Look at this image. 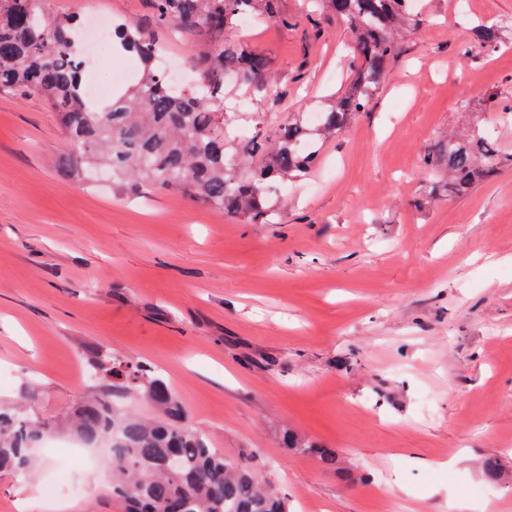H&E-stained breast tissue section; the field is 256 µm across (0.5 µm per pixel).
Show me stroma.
I'll return each mask as SVG.
<instances>
[{
	"label": "stroma",
	"mask_w": 512,
	"mask_h": 512,
	"mask_svg": "<svg viewBox=\"0 0 512 512\" xmlns=\"http://www.w3.org/2000/svg\"><path fill=\"white\" fill-rule=\"evenodd\" d=\"M419 2L369 111L282 188L272 224L108 175L77 181L56 113L0 95V403L46 427L30 478L0 472V512H125L103 461L67 455L68 413L108 390L89 375L100 350L155 367L290 512H512V168L414 206L443 133L476 126L512 150L488 101L512 99V44L478 66L459 51L477 25L512 22V0ZM277 10L237 29L269 60L263 91L224 103L240 143L320 110L343 79L346 24L306 0ZM157 35L182 87L200 85L189 57L209 32ZM290 433L335 465L295 454Z\"/></svg>",
	"instance_id": "35a3bbf8"
}]
</instances>
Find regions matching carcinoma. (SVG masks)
Masks as SVG:
<instances>
[{
	"mask_svg": "<svg viewBox=\"0 0 512 512\" xmlns=\"http://www.w3.org/2000/svg\"><path fill=\"white\" fill-rule=\"evenodd\" d=\"M157 27L205 26L219 36L259 10L273 17L275 0H152ZM354 36L353 56L341 87L310 122L295 112L271 136L257 134L241 146L224 133L228 76L259 83L266 58L244 41H218L197 53L204 67L202 92L174 90L156 67L163 47L125 23L116 25V54L132 52L143 64L140 80L109 102H95L84 90L79 19L49 12L45 0H0V94L40 96L54 112L70 146L88 167L103 166L116 176L177 190L247 224H269L278 205L275 186L307 176L320 162V145L336 137L367 110L376 85L408 36L413 0H323ZM507 32L489 26L478 35L483 49L499 47ZM512 167L479 131L446 134L422 157L429 177L418 202L428 207L441 197L456 198ZM97 369L112 378V390L142 393L163 413L146 422L114 407L104 395L74 410V433L88 445L108 440L113 453L112 494L127 512H288V504L249 469L224 458L194 426L167 382L132 359L94 356ZM42 431L13 408L0 404V469L31 475L32 449ZM291 449L335 463L331 448L297 439ZM177 453L180 470L168 468Z\"/></svg>",
	"mask_w": 512,
	"mask_h": 512,
	"instance_id": "obj_1",
	"label": "carcinoma"
}]
</instances>
